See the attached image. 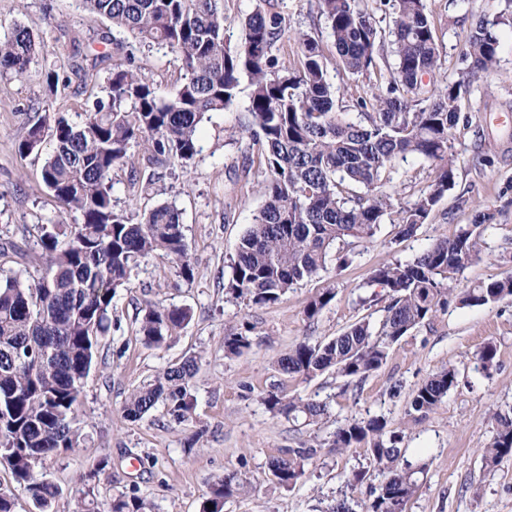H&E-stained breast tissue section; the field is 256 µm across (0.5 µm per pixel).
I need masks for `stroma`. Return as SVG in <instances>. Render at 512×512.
I'll list each match as a JSON object with an SVG mask.
<instances>
[{
  "label": "stroma",
  "instance_id": "1",
  "mask_svg": "<svg viewBox=\"0 0 512 512\" xmlns=\"http://www.w3.org/2000/svg\"><path fill=\"white\" fill-rule=\"evenodd\" d=\"M425 4L443 50L435 75L441 85L460 80L473 23L512 13L506 0ZM258 7L281 14L289 33L304 32L320 43L331 66L330 79L340 89V109L356 113V101L368 93L370 81L335 69L336 47L317 0H224L228 42H238L239 19ZM61 24L80 32V54L67 48L61 55L34 60L32 77L24 82L0 75V239L16 241L27 252L22 259L0 258V279L14 276L24 286L43 268L33 225L62 233L74 221L59 213L42 181L45 153L18 152L27 122L40 116L48 99L56 112L78 122L88 97L107 95L108 73L91 68L89 55L107 51L103 35L130 40L78 0H0V39L21 25L51 44ZM494 31L500 41L498 64L462 96V111L471 124L453 142L455 183L425 224L408 239L398 237L395 225L381 224L373 240L341 246V253L351 256L349 264L337 266L335 256H328L324 271L290 289L277 304L252 307L224 291L240 241L264 200L265 167L242 133L248 85H241L233 105L204 119L200 151L190 166L156 167L153 188L139 194L130 185L129 168L114 169L112 197L118 209L135 216L161 203L178 209L194 277L183 280L175 263L155 255L140 260L127 287L119 289L112 305L114 328L97 346L76 409L79 444L36 467L60 488L50 512H76L82 494L106 503L132 492L144 500L147 512H200L212 481L229 475L250 491L228 500L224 512H329L340 498L359 512L384 475L367 443L335 449L329 443L345 421L376 416L385 418L388 430L400 433L401 463L420 472V488L406 512H512V455L500 460L491 477L484 474L482 457L495 435L496 413L512 411V298L472 307L450 302L444 314L411 331L361 381L332 372L304 379L277 366L294 345L327 341L368 316L359 300L377 294V287L368 283L375 269L412 260L434 241L453 236L471 222L479 206L494 210V226L458 283L470 288L512 273V26L496 24ZM133 54L162 95L175 92L182 70L174 54L140 45ZM60 66L74 78L65 91L48 96L40 74ZM432 176L430 162L411 159L400 165L391 187L407 203ZM329 288L334 299L318 316L307 318L309 301ZM150 304L191 312L188 325L159 349L146 347L137 334L138 320ZM246 322L254 327L251 347L238 356L226 355L225 325ZM489 343L497 354L484 368L476 356ZM190 355L197 356L199 370L188 421L176 423L161 408L137 421L124 418L134 390ZM444 368L456 371L457 384L441 407L428 414L410 410L412 392ZM271 392L327 403L328 414L318 425H303L267 409L263 399ZM312 437L323 446L302 478L293 486L278 484L268 470L270 458ZM100 462L105 468L99 472L95 466ZM354 470L365 471L366 479L351 489L345 477Z\"/></svg>",
  "mask_w": 512,
  "mask_h": 512
}]
</instances>
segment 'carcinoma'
I'll list each match as a JSON object with an SVG mask.
<instances>
[{"label": "carcinoma", "instance_id": "cac0c4a2", "mask_svg": "<svg viewBox=\"0 0 512 512\" xmlns=\"http://www.w3.org/2000/svg\"><path fill=\"white\" fill-rule=\"evenodd\" d=\"M220 0H81L86 10L106 18L143 46L167 48L184 71L174 94L164 97L134 55L120 44L95 55L91 67L108 65L109 100H93L82 121L74 125L45 112L28 125L18 152L27 155L51 141L52 152L42 168V181L61 213L76 215L70 235L41 227L44 269L23 288L17 279L0 283V456L7 459L16 486L31 512H48L59 488L35 472L36 465L78 444L75 426L84 379L95 348L111 329L109 312L117 289L129 282L139 258L160 253L190 281L194 268L187 253L180 214L159 204L138 220L116 209L112 171L136 170L131 148L148 144L152 157L175 158L188 165L199 151L200 123L208 112H220L237 99L241 81L250 84L248 104L252 145L258 147L267 174L264 203L243 236L224 290L232 298L262 307L280 302L288 290L318 275L336 244L374 238L384 218L398 225L401 238L414 236L436 204L454 184L457 158L451 140L470 127L461 112L462 90L498 62L499 41L493 24L480 19L471 29L464 56L470 60L466 78L444 87L427 86L423 76L439 69L440 44L424 0H381L392 9L388 29L378 26L361 0H318L346 73L380 72L378 59L389 47L396 59L389 77L357 101L361 112H342L336 87L319 42L295 36L300 67L279 58L286 38L284 18L258 8L241 20L242 37L232 46L224 38ZM61 46L34 37L24 26L0 41V71L17 81L31 77L38 56L60 54ZM43 78L52 94L69 87L71 78L59 67ZM435 164V175L410 204L384 189L407 157ZM363 188L361 192L352 186ZM495 213L484 206L472 223L430 244L414 259L376 269L370 284L386 293L388 304L375 322L363 318L343 333L316 345L299 343L277 360L279 370L311 379L327 370L346 378L364 379L388 358L404 336L433 320L450 299L482 306L512 296V275L481 282L472 288L453 285L480 253ZM327 289L305 309L312 319L333 300ZM191 318L186 308L150 305L139 334L147 347H161ZM244 328L230 325L224 351L239 355L249 348ZM198 359L190 356L137 388L124 406V417L139 420L161 406L177 423L194 407L192 379ZM452 369L432 374L411 396L410 409L429 413L440 407L456 386ZM266 406L307 426L318 424L328 407L312 399H284L271 392ZM496 433L484 449L485 474L512 453V414L495 417ZM370 442L385 481L365 512H405L419 485L416 471L401 466L396 448L399 434L387 431L382 417L351 419L336 428L330 447L349 448ZM323 443L311 439L269 460L268 469L283 486L305 473ZM246 492L231 477L215 480L207 501L224 512L226 500ZM135 494L111 499L104 512H143Z\"/></svg>", "mask_w": 512, "mask_h": 512}]
</instances>
